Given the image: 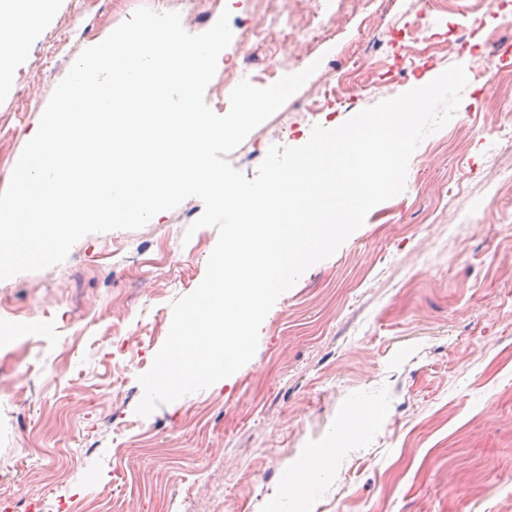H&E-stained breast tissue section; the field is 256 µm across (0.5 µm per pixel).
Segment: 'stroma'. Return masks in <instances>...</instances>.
Returning a JSON list of instances; mask_svg holds the SVG:
<instances>
[{"label":"stroma","mask_w":512,"mask_h":512,"mask_svg":"<svg viewBox=\"0 0 512 512\" xmlns=\"http://www.w3.org/2000/svg\"><path fill=\"white\" fill-rule=\"evenodd\" d=\"M154 0H53L0 74V191L72 62ZM363 14L314 46L316 70L367 54L374 83L319 114L285 104L229 156L254 178L269 148L304 144L414 81L463 65L456 114L412 154L403 193L311 266L265 317L253 358L214 385L140 417L139 375L165 342L172 304L202 282L219 237L195 228L191 197L137 230L89 234L64 262L0 281V512L70 500L100 512H512V170L503 130L512 22L455 0L447 13L393 0L378 28ZM465 33L424 61L412 41ZM375 410L360 433L338 428ZM338 447L303 495L287 486L306 453Z\"/></svg>","instance_id":"35a3bbf8"}]
</instances>
